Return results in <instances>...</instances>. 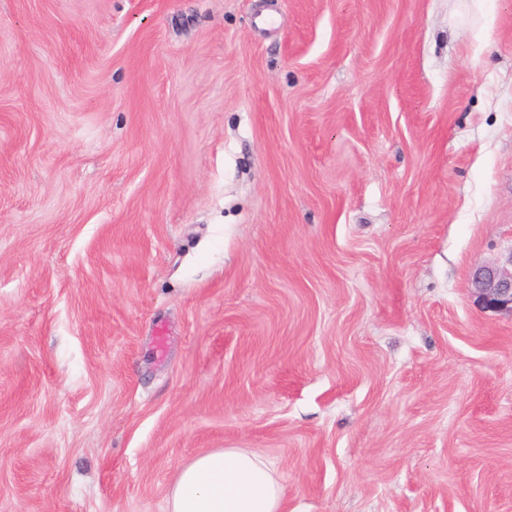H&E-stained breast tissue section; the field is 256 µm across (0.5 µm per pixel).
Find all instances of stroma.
<instances>
[{"label":"stroma","mask_w":512,"mask_h":512,"mask_svg":"<svg viewBox=\"0 0 512 512\" xmlns=\"http://www.w3.org/2000/svg\"><path fill=\"white\" fill-rule=\"evenodd\" d=\"M512 0H0V512H512ZM468 289L483 309L512 317V258L508 266L491 263L475 268ZM285 492L273 465L248 448L197 455L178 473L168 512H284Z\"/></svg>","instance_id":"obj_1"}]
</instances>
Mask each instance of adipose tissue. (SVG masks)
<instances>
[{
  "label": "adipose tissue",
  "mask_w": 512,
  "mask_h": 512,
  "mask_svg": "<svg viewBox=\"0 0 512 512\" xmlns=\"http://www.w3.org/2000/svg\"><path fill=\"white\" fill-rule=\"evenodd\" d=\"M285 492L273 465L247 448L197 455L178 473L168 512H284Z\"/></svg>",
  "instance_id": "adipose-tissue-1"
}]
</instances>
